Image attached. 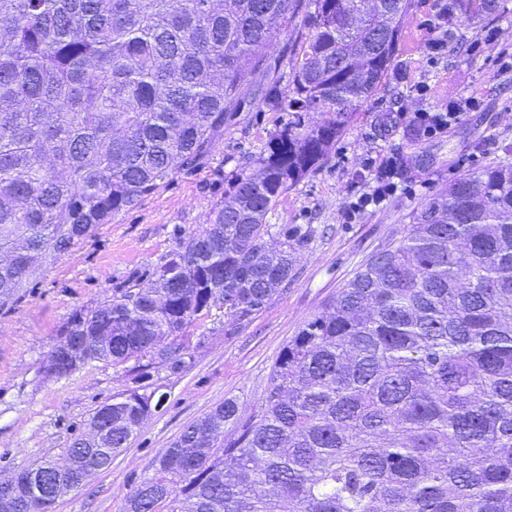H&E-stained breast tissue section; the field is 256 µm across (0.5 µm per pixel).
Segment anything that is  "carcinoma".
I'll return each mask as SVG.
<instances>
[{"mask_svg":"<svg viewBox=\"0 0 512 512\" xmlns=\"http://www.w3.org/2000/svg\"><path fill=\"white\" fill-rule=\"evenodd\" d=\"M474 0H449L448 22ZM413 0H0V308L47 256L207 154L274 34L308 27L288 126L139 283L62 335L135 362L112 397V454L140 430L151 369L177 373L187 328L243 321L292 277L316 229L267 222L392 66ZM320 114L309 125L305 115ZM232 423V437L211 439ZM49 488L76 473L46 460ZM122 512H512V164L423 203L282 349L252 419L227 399L185 427Z\"/></svg>","mask_w":512,"mask_h":512,"instance_id":"obj_1","label":"carcinoma"}]
</instances>
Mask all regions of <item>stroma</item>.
Masks as SVG:
<instances>
[{
    "label": "stroma",
    "instance_id": "35a3bbf8",
    "mask_svg": "<svg viewBox=\"0 0 512 512\" xmlns=\"http://www.w3.org/2000/svg\"><path fill=\"white\" fill-rule=\"evenodd\" d=\"M447 0H413L391 70L357 111L320 166L280 197L272 224L317 228L295 253V274L250 319L223 312L199 317L188 329L193 361L173 374L156 370L162 405L152 412L111 467L79 492L61 498L54 512H121L135 476L185 426L232 399L241 419L258 410L282 348L304 322L330 303L374 251L397 244L414 211L449 184L479 168L512 161V0L473 13L467 26L444 24ZM441 41L429 56L430 41ZM280 60L262 95L232 107L209 152L174 174L136 206L98 225L92 236L47 258L12 306L0 309V471L43 459H62L89 414L132 388L130 373L108 362L49 377L42 365L74 310L105 301L136 284L171 253L179 236L195 232L224 197V179L258 155L288 114L270 98L288 83L302 53L301 35H277ZM473 97L476 109L434 135L417 116L442 112ZM396 160L397 189L379 205L352 213L351 204L377 184L379 164Z\"/></svg>",
    "mask_w": 512,
    "mask_h": 512
}]
</instances>
